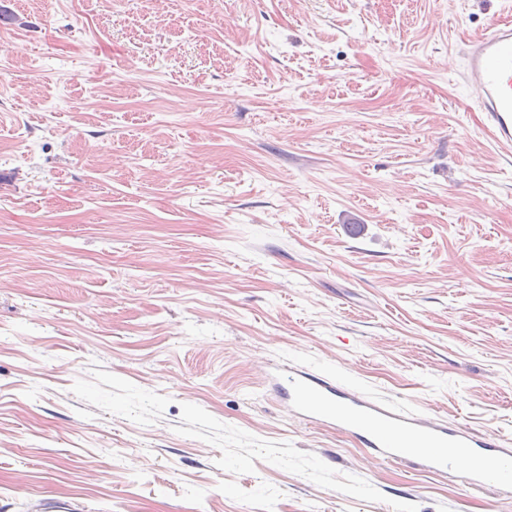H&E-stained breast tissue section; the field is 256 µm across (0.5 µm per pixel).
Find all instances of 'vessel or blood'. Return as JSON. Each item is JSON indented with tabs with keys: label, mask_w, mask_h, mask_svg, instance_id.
I'll return each instance as SVG.
<instances>
[{
	"label": "vessel or blood",
	"mask_w": 512,
	"mask_h": 512,
	"mask_svg": "<svg viewBox=\"0 0 512 512\" xmlns=\"http://www.w3.org/2000/svg\"><path fill=\"white\" fill-rule=\"evenodd\" d=\"M462 79L484 115L490 136L512 153V21H496L463 52ZM292 412L332 426L373 450L376 458L412 462L435 472L454 466L462 449L473 458L469 483L498 484L512 473V450L492 435L476 436L441 418H425L339 385L312 370L280 365L268 376Z\"/></svg>",
	"instance_id": "1"
}]
</instances>
